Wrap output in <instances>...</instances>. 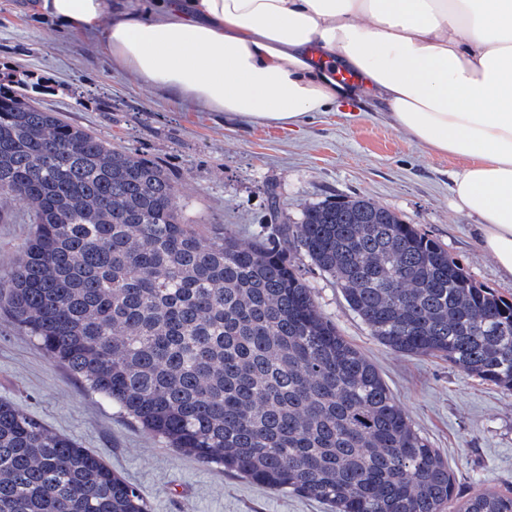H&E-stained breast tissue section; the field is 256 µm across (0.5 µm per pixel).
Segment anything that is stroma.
Masks as SVG:
<instances>
[{"mask_svg":"<svg viewBox=\"0 0 512 512\" xmlns=\"http://www.w3.org/2000/svg\"><path fill=\"white\" fill-rule=\"evenodd\" d=\"M0 70L46 82L45 110L163 166L188 223L224 225L249 244L271 221V196L293 220L308 204L363 196L441 243L477 284L512 300V277L478 243L476 216L452 204L450 174L465 160L430 152L385 123L384 104L370 96L355 95L295 129L211 112L112 64L98 43L36 18L24 0H0ZM32 229L22 204L0 215V275L16 265ZM298 263L324 315L377 367L414 429L447 459L461 492L512 485V393L447 360L382 346L334 283L307 258ZM1 401L99 457L139 490L148 512H328L321 501L166 446L53 362L3 310Z\"/></svg>","mask_w":512,"mask_h":512,"instance_id":"stroma-1","label":"stroma"}]
</instances>
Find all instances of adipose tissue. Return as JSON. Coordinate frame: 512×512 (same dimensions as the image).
Here are the masks:
<instances>
[{"mask_svg": "<svg viewBox=\"0 0 512 512\" xmlns=\"http://www.w3.org/2000/svg\"><path fill=\"white\" fill-rule=\"evenodd\" d=\"M146 83L215 112L292 128L352 96L323 53L365 78L385 119L468 159L457 208L512 277V0H29Z\"/></svg>", "mask_w": 512, "mask_h": 512, "instance_id": "1", "label": "adipose tissue"}]
</instances>
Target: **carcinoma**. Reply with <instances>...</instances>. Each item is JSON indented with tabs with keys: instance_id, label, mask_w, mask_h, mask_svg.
Masks as SVG:
<instances>
[{
	"instance_id": "cac0c4a2",
	"label": "carcinoma",
	"mask_w": 512,
	"mask_h": 512,
	"mask_svg": "<svg viewBox=\"0 0 512 512\" xmlns=\"http://www.w3.org/2000/svg\"><path fill=\"white\" fill-rule=\"evenodd\" d=\"M0 74V211L33 217L0 303L53 360L205 465L331 512H512V486L460 500L376 367L322 312L291 255L370 335L512 391V301L370 198L310 204L244 244L188 224L173 178L44 110ZM0 512H147L140 493L0 403Z\"/></svg>"
}]
</instances>
